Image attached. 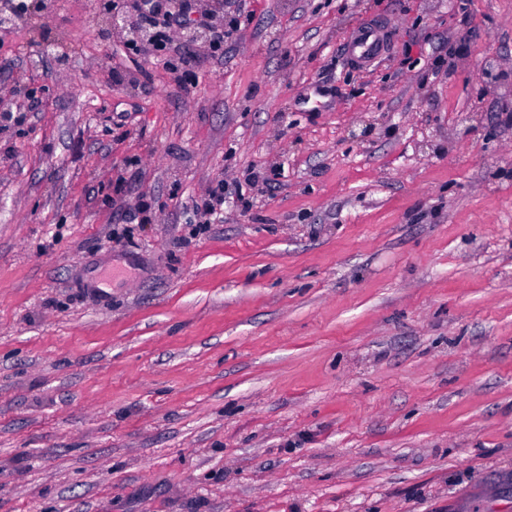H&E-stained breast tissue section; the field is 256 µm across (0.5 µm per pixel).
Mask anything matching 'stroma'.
<instances>
[{"instance_id": "35a3bbf8", "label": "stroma", "mask_w": 512, "mask_h": 512, "mask_svg": "<svg viewBox=\"0 0 512 512\" xmlns=\"http://www.w3.org/2000/svg\"><path fill=\"white\" fill-rule=\"evenodd\" d=\"M223 2L0 31V512H512V0ZM150 1L153 9L140 14V23L149 33L148 46L153 47L152 54L173 48L180 68L187 72L193 71L201 63V55L197 51L173 46V34L189 24L212 18L213 14L206 15L198 11L196 0ZM384 44L372 28L361 31L352 41L348 52L363 62H372L380 57ZM224 205V187L218 188L209 192L206 196L202 197L199 201L195 202L194 211L200 218H205L208 215L216 213L217 208L221 209Z\"/></svg>"}]
</instances>
